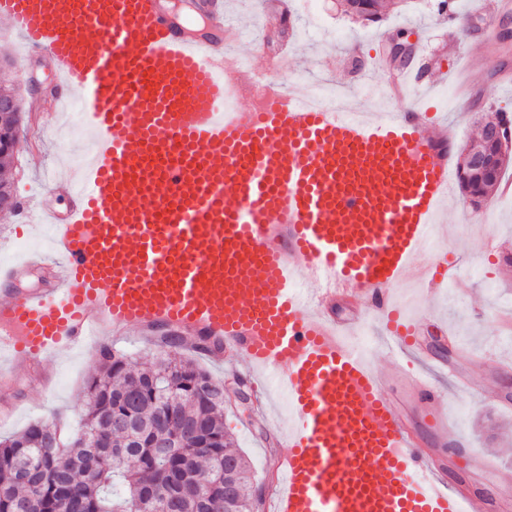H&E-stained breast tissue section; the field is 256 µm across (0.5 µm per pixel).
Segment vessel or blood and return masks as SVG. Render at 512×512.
<instances>
[{"label": "vessel or blood", "instance_id": "obj_1", "mask_svg": "<svg viewBox=\"0 0 512 512\" xmlns=\"http://www.w3.org/2000/svg\"><path fill=\"white\" fill-rule=\"evenodd\" d=\"M190 29L163 0H0L29 51L54 66L55 102H80L94 141L71 166L65 212L43 209L53 278L0 301V381L111 336L164 329L240 353L288 400L272 512H484L448 489L420 431L386 394L407 379L430 432L461 444L396 289L444 287L456 265L422 258L455 162L412 108L378 120L288 90L227 97L225 73L257 35L204 0ZM315 282L300 293V280ZM386 319L396 365L380 372L329 312Z\"/></svg>", "mask_w": 512, "mask_h": 512}]
</instances>
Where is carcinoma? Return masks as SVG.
<instances>
[{
  "mask_svg": "<svg viewBox=\"0 0 512 512\" xmlns=\"http://www.w3.org/2000/svg\"><path fill=\"white\" fill-rule=\"evenodd\" d=\"M344 12L374 21L386 0H342ZM512 123L506 113L488 109L477 121L479 132L469 147L493 161L488 168H472L465 154L457 162L462 192L479 205L499 185L501 174L512 167L487 127ZM154 345L164 351L145 368L131 359L101 351V368L88 381L85 412L80 428L67 433L55 419L29 424L20 434L0 439V512H130L133 501L150 487L159 495L173 494L179 512H224V457L235 460L237 512H261L252 500L251 464L234 447L224 429V403L217 393L224 382L189 357L179 359L167 349L174 337L157 336ZM169 388L162 402L150 381ZM138 395L133 430L112 429L113 413L125 412L120 400ZM189 423L202 424L213 446L192 442L166 449L158 441L183 433Z\"/></svg>",
  "mask_w": 512,
  "mask_h": 512,
  "instance_id": "carcinoma-1",
  "label": "carcinoma"
}]
</instances>
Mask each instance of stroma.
Wrapping results in <instances>:
<instances>
[{
    "mask_svg": "<svg viewBox=\"0 0 512 512\" xmlns=\"http://www.w3.org/2000/svg\"><path fill=\"white\" fill-rule=\"evenodd\" d=\"M339 3L288 0L292 18L286 25L280 21L278 0H225V9L256 23L266 48L258 66H266L281 48H288L287 76L292 84L305 85L314 78L352 87L374 115L417 106L431 113L433 126L452 129L462 146L477 132V112L493 108L512 113V82L503 83L496 71L500 65L512 67V48L483 34L488 19L512 18V0H453L456 15L466 23L462 29L438 14L436 0H400L397 8L374 22L351 18ZM401 36L414 44L412 64L425 71L433 84L430 92L411 89L402 97H391L383 73L371 69L372 60L387 56L391 43ZM0 51L13 64L12 79L26 113L10 171L19 197L39 184L45 169L68 162L74 146L56 132L40 129L51 100L49 90L55 85L51 59L28 54L19 35L1 22ZM493 198V206L476 207L461 191H453L441 247L458 262L456 278L434 294L427 293L421 282L406 281L397 296L424 347L448 366L438 382L449 425L466 450L488 463L484 470L459 469L455 451L432 439V449L445 459L449 481L485 502L486 512H512V483L498 477L501 471L512 472V373L497 369L501 363L512 365V330L502 327L503 320L512 317V193L498 190ZM488 238L495 244L490 252L483 248ZM32 252H47L34 239L32 225L14 223L11 213H0V263ZM99 362V352L92 347L53 361L47 367L53 386L45 393L29 373H18L10 387L0 388V410L10 411L0 418V438L56 416L67 428L79 426L87 380ZM456 374L471 379V392H454ZM285 413L280 399L270 409L251 401L246 415L238 413L234 403L226 405L224 427L249 459L256 482H273L276 463L285 452Z\"/></svg>",
    "mask_w": 512,
    "mask_h": 512,
    "instance_id": "stroma-1",
    "label": "stroma"
}]
</instances>
